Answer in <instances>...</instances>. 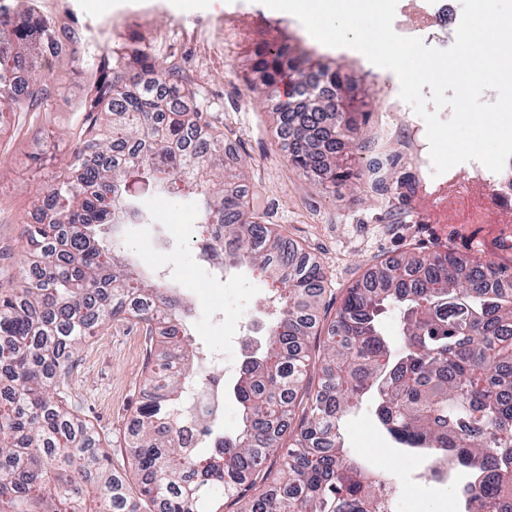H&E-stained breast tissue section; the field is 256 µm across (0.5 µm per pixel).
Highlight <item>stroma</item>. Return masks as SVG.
I'll return each instance as SVG.
<instances>
[{
    "mask_svg": "<svg viewBox=\"0 0 512 512\" xmlns=\"http://www.w3.org/2000/svg\"><path fill=\"white\" fill-rule=\"evenodd\" d=\"M173 0H36L39 14L77 40L75 56L48 58L44 70L59 87L46 117L0 125V293L21 282L30 255L24 229L36 218L39 194L66 171L68 155L85 117V104L102 59L133 42L149 45L160 62L181 67L202 87L211 120L251 184L262 194L257 209L322 267L324 293L317 309L312 354L347 288L368 265L407 251L454 250L477 261L512 267V249L501 246L496 225L463 221L457 179L467 164L433 175L426 125L399 97L396 75L350 48H331L310 36L293 15L272 12L260 0H209L204 9L174 10ZM285 41L295 54L339 70L356 87L367 117L349 166L352 177L333 184L293 169L289 141L275 131L270 113L279 99L248 85L255 49ZM448 191V216H432L440 189ZM152 217L126 227L125 245L150 263L159 238H167L169 277L195 309L193 343H222L241 305L262 293V278L239 269L223 284L206 283L194 249L196 227L185 219L187 201L160 193L141 197ZM144 324L115 319L79 340L65 372L63 405L98 434L114 469L134 475L127 447L135 409L149 367L145 351L158 347ZM345 450L370 462L394 489L395 512H448V498L419 458L397 448L381 429L371 403L345 416Z\"/></svg>",
    "mask_w": 512,
    "mask_h": 512,
    "instance_id": "stroma-1",
    "label": "stroma"
}]
</instances>
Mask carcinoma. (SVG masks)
Wrapping results in <instances>:
<instances>
[{
  "instance_id": "carcinoma-1",
  "label": "carcinoma",
  "mask_w": 512,
  "mask_h": 512,
  "mask_svg": "<svg viewBox=\"0 0 512 512\" xmlns=\"http://www.w3.org/2000/svg\"><path fill=\"white\" fill-rule=\"evenodd\" d=\"M55 24L26 8L0 12V118L47 112L55 86L42 73ZM253 89L275 92L329 85L339 73L306 65L288 44L255 52ZM198 90L176 66L162 67L135 44L114 53L87 104L68 172L43 192L44 222L25 236L36 259L20 288L0 294V512H224L242 487L261 488L240 512H380L387 482L346 457L343 416L366 397L380 425L407 451L425 457L431 476L447 466L469 480L461 496L482 512H512V271L448 250L406 252L371 265L347 289L327 331L317 385L291 425L308 375L305 350L321 295L319 264L252 208L247 177L224 149V130L197 103ZM321 101L296 122L272 112L293 137L289 164L334 182L344 176L343 142L359 140L357 113ZM175 190L194 212L201 255L224 270L247 264L275 286L277 312L264 347L241 368L234 394L241 427L224 450L201 455L175 436V408L193 377L195 351L156 352L136 408L129 451L139 496L112 469L91 428L67 413L56 382L77 341L99 325L149 312L124 308L148 297L181 318L183 299L115 249L124 224H143L140 190ZM401 315L398 341L379 317ZM289 448L270 467L284 435Z\"/></svg>"
}]
</instances>
